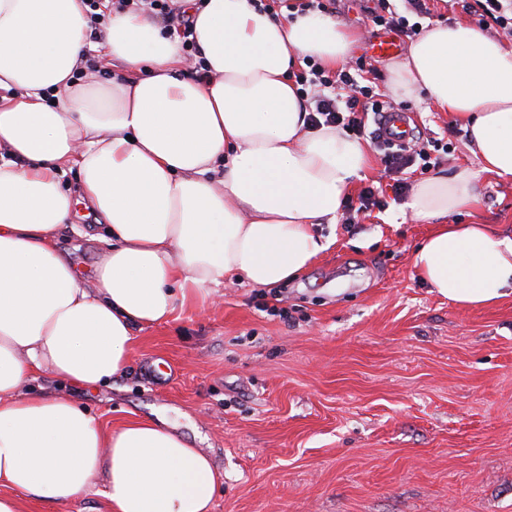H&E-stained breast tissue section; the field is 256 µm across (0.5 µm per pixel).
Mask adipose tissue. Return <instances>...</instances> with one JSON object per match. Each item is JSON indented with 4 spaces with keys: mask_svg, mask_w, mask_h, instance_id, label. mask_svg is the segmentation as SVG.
Segmentation results:
<instances>
[{
    "mask_svg": "<svg viewBox=\"0 0 512 512\" xmlns=\"http://www.w3.org/2000/svg\"><path fill=\"white\" fill-rule=\"evenodd\" d=\"M185 5L201 76L145 14H112L95 42L83 0H0V512L62 507L99 479L108 512H212L217 471L176 426L143 418L108 433L31 383H110L135 328L172 319L179 293L297 278L331 245L314 225L371 166L359 140L310 126L289 78L308 56L343 63L356 30L251 0ZM98 50L119 78L74 79ZM387 72L392 96L426 94L462 122L479 165L413 185L405 208L433 225L417 272L451 302L494 303L512 291V235L448 218L476 204L478 172L512 177V45L430 24ZM80 205L104 245L89 278L57 247Z\"/></svg>",
    "mask_w": 512,
    "mask_h": 512,
    "instance_id": "1",
    "label": "adipose tissue"
}]
</instances>
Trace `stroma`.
<instances>
[{"mask_svg":"<svg viewBox=\"0 0 512 512\" xmlns=\"http://www.w3.org/2000/svg\"><path fill=\"white\" fill-rule=\"evenodd\" d=\"M365 0H336L362 40L382 34ZM414 135L440 139V172L475 166L461 124L426 97L407 102ZM479 204L451 215L512 234V179L484 173ZM78 215L58 246L85 276L102 256ZM333 239L298 278L260 290L230 278L185 298L168 323L134 331L124 376L68 395L112 431L162 417L210 452L213 512H512V295L448 301L419 280L431 230L402 202L358 224L315 225ZM282 305L287 318L271 315Z\"/></svg>","mask_w":512,"mask_h":512,"instance_id":"35a3bbf8","label":"stroma"}]
</instances>
